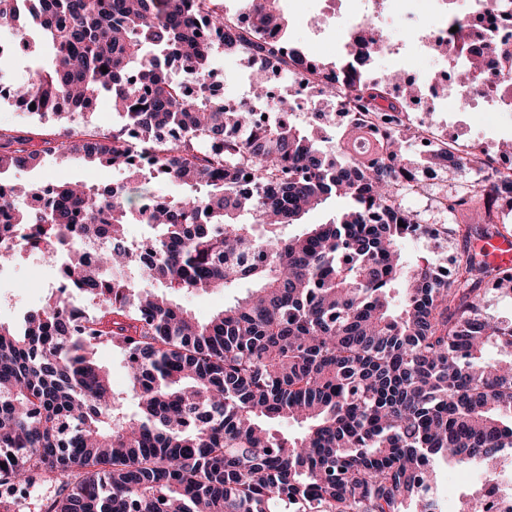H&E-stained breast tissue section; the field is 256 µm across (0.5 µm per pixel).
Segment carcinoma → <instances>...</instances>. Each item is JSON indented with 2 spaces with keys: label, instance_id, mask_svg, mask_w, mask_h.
<instances>
[{
  "label": "carcinoma",
  "instance_id": "cac0c4a2",
  "mask_svg": "<svg viewBox=\"0 0 512 512\" xmlns=\"http://www.w3.org/2000/svg\"><path fill=\"white\" fill-rule=\"evenodd\" d=\"M251 5L239 26L224 0H0V32L13 36L0 59L36 56L23 15L52 50L5 101L65 123L107 99L121 117L99 140L58 132L39 149L7 129L0 171L81 154L127 173L103 189L0 181V255L14 258L4 243L17 235L58 270L44 305L0 321V487L58 482L49 512H440L435 458L512 448V321L487 311L483 288L512 290V269L484 258L470 224L442 225L455 244L446 280L398 247L423 231L404 200L432 159L401 150L399 131L421 86L370 76V58L311 64L324 100L342 97L392 130L364 161L349 151L357 124L329 151L305 126L257 124L253 109L210 94L215 57L275 70L309 57L279 52V0ZM458 81L461 97L484 94L476 68ZM497 89L512 104V64ZM440 162L449 175L463 166L454 142ZM156 181L188 193L159 200ZM332 196L348 209L276 233ZM509 196L503 171L444 210L494 224ZM130 224L143 229L136 242ZM242 283L247 294L206 322L175 301ZM102 344L125 354L128 390L112 388ZM284 420L304 431L282 433ZM502 491L512 494L505 465L483 472L461 512Z\"/></svg>",
  "mask_w": 512,
  "mask_h": 512
}]
</instances>
